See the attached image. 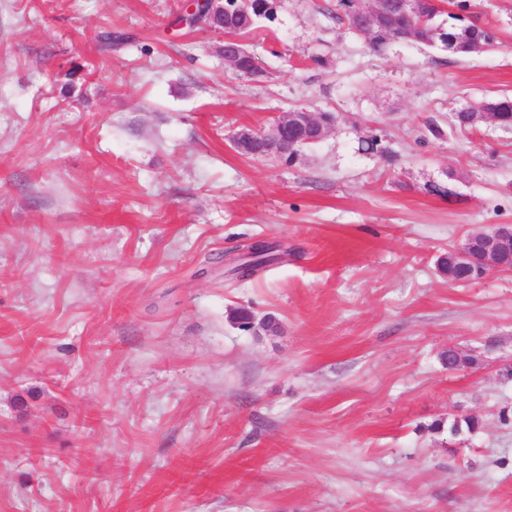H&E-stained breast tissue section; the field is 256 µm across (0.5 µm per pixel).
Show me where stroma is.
<instances>
[{"mask_svg":"<svg viewBox=\"0 0 512 512\" xmlns=\"http://www.w3.org/2000/svg\"><path fill=\"white\" fill-rule=\"evenodd\" d=\"M183 3L0 0V512H512V269L438 267L512 224V128H455L512 94V0L465 56L275 0L260 82ZM296 107L336 123L292 163L233 150ZM352 9L353 0H337L336 21L344 25L350 33L367 38V44L373 51L378 53L386 51L390 43H388L383 36L370 34L366 31H359L354 28L351 18Z\"/></svg>","mask_w":512,"mask_h":512,"instance_id":"1","label":"stroma"}]
</instances>
